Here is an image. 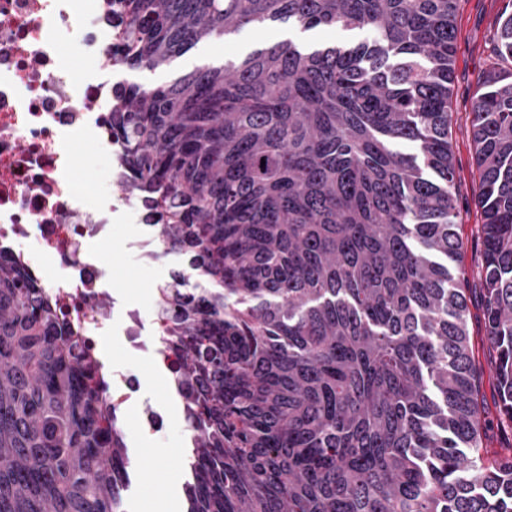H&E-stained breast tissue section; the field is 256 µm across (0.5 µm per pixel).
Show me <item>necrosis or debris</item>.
I'll return each mask as SVG.
<instances>
[{"label":"necrosis or debris","instance_id":"1","mask_svg":"<svg viewBox=\"0 0 512 512\" xmlns=\"http://www.w3.org/2000/svg\"><path fill=\"white\" fill-rule=\"evenodd\" d=\"M83 0H0V253L37 279L48 302L78 335L87 337L102 374L100 395L112 412L128 405L138 386L133 373L108 369L100 343L122 337L149 351L158 370L173 373V324L163 312L165 286L185 269L174 265L155 283L146 308L129 305L107 277V259L91 242L119 239L125 254L169 253L150 206L128 180L132 160L107 119L124 80L104 79L96 68L64 64L61 49L77 44L91 60L109 57L124 25L110 0L93 9ZM94 142L110 160L111 195L86 204L72 177L73 151ZM52 256L47 270L41 256ZM108 306L97 309L96 303Z\"/></svg>","mask_w":512,"mask_h":512}]
</instances>
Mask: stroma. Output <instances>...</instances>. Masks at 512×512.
<instances>
[{
    "mask_svg": "<svg viewBox=\"0 0 512 512\" xmlns=\"http://www.w3.org/2000/svg\"><path fill=\"white\" fill-rule=\"evenodd\" d=\"M512 12V0H459L456 63L452 83L451 110L453 123L451 141L456 167V191L459 199V232L466 243L461 266L469 277L470 287L480 285L477 276L481 258L478 230L482 222L476 205L478 174L473 165L470 112L475 100L479 73L496 64L494 52L498 22L502 14ZM360 31L336 28L307 30L296 24L271 23L265 28H244L239 32L198 43L177 57L170 67L156 71L129 72L130 80L146 86L168 83L175 76L202 65L221 63L242 57L262 44L293 41L299 44L332 45L363 39ZM109 163L105 155L90 142L80 143L75 153L74 173L79 188L96 197L110 191ZM113 253L108 277L114 280L136 303L148 305L154 281L166 265L175 263L176 255L158 259H134L123 256L119 244L109 246ZM106 354L136 374L142 384L137 400L128 408L123 423L134 427L141 418L145 403L165 406L166 427L158 440L135 443L129 449L130 486L125 494L126 512H152L156 502L167 505L168 512H186L185 476L181 469L183 419L180 406L170 403L168 376L158 372L146 353L123 350L117 341L107 342Z\"/></svg>",
    "mask_w": 512,
    "mask_h": 512,
    "instance_id": "35a3bbf8",
    "label": "stroma"
}]
</instances>
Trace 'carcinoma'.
Here are the masks:
<instances>
[{
	"label": "carcinoma",
	"mask_w": 512,
	"mask_h": 512,
	"mask_svg": "<svg viewBox=\"0 0 512 512\" xmlns=\"http://www.w3.org/2000/svg\"><path fill=\"white\" fill-rule=\"evenodd\" d=\"M113 2L130 70L276 21L369 33L130 82L112 113L161 236L209 284L165 292L193 409L187 512H512V456L483 448L472 289L448 267L465 249L458 0ZM495 50L470 123L479 297L512 426V13ZM128 465L84 339L0 253V512H125Z\"/></svg>",
	"instance_id": "cac0c4a2"
}]
</instances>
